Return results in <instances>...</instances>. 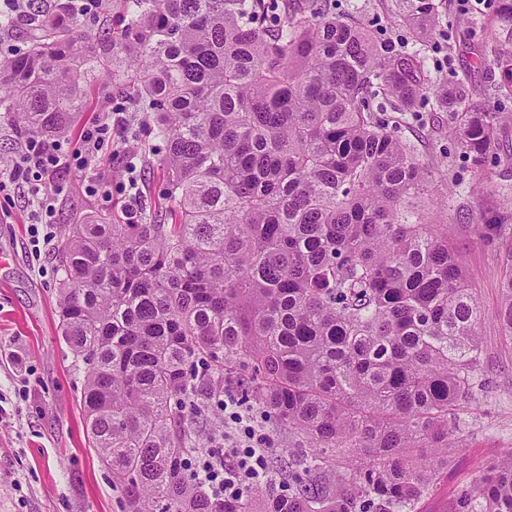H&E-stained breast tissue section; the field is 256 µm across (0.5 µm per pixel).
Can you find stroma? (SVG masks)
<instances>
[{"label":"stroma","mask_w":512,"mask_h":512,"mask_svg":"<svg viewBox=\"0 0 512 512\" xmlns=\"http://www.w3.org/2000/svg\"><path fill=\"white\" fill-rule=\"evenodd\" d=\"M494 0H458L448 11L456 37L452 52L427 51L429 70L468 75L473 102L490 107L489 68H477L470 49L490 43L488 20ZM128 112L123 130L106 140L94 177L112 182V199L89 195L83 181L63 175L66 190L55 202L56 222L81 224L100 214L126 216L133 204L163 206L161 141L155 122L138 112L133 90L102 91L77 111L74 129L102 119L115 103ZM400 137L413 146L431 173L427 200L440 205L448 241L460 256L482 311L483 386L462 404L455 434L459 446L437 474L414 512H457L461 493L489 464L512 450V347L500 337L495 317L501 268L493 244L478 236L482 222L505 225L512 233V122L501 125L485 174L472 169L461 152L447 113H393ZM138 145L134 177L139 196L118 174L126 160L123 143ZM22 143L0 114V512H128L110 471L89 448L84 425L83 364L75 362L58 330V286L63 272L54 251L37 252L31 231L36 204L27 186L15 180L12 161Z\"/></svg>","instance_id":"1"}]
</instances>
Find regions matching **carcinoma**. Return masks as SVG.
<instances>
[{"label": "carcinoma", "instance_id": "cac0c4a2", "mask_svg": "<svg viewBox=\"0 0 512 512\" xmlns=\"http://www.w3.org/2000/svg\"><path fill=\"white\" fill-rule=\"evenodd\" d=\"M93 38L71 0H30L0 33V112L22 137L68 131L90 76L129 87L165 142L159 224H67L57 247L61 336L84 365L90 447L131 512H412L455 447L449 418L483 366L481 311L448 225L418 204L429 172L382 118L446 112L483 170L511 112L477 107L464 78L434 77L448 0H392L396 43L332 0H124ZM476 50L512 101V0ZM496 312L512 343V235ZM298 437L281 481L228 499L197 466L224 423L191 428L224 375ZM457 512H512V454Z\"/></svg>", "mask_w": 512, "mask_h": 512}]
</instances>
